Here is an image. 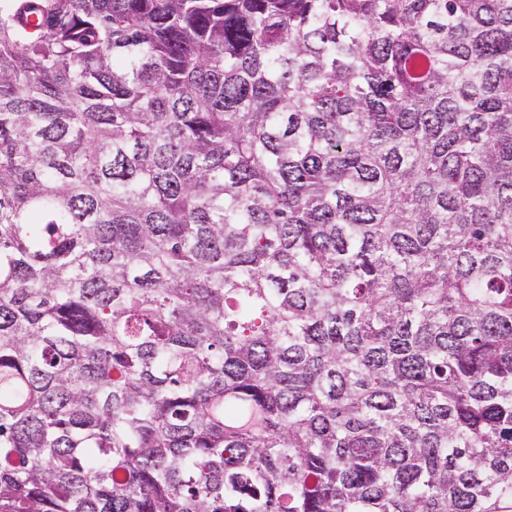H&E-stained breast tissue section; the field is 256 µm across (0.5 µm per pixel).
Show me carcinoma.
I'll use <instances>...</instances> for the list:
<instances>
[{
  "instance_id": "carcinoma-1",
  "label": "carcinoma",
  "mask_w": 512,
  "mask_h": 512,
  "mask_svg": "<svg viewBox=\"0 0 512 512\" xmlns=\"http://www.w3.org/2000/svg\"><path fill=\"white\" fill-rule=\"evenodd\" d=\"M0 512H512V0L0 6Z\"/></svg>"
}]
</instances>
